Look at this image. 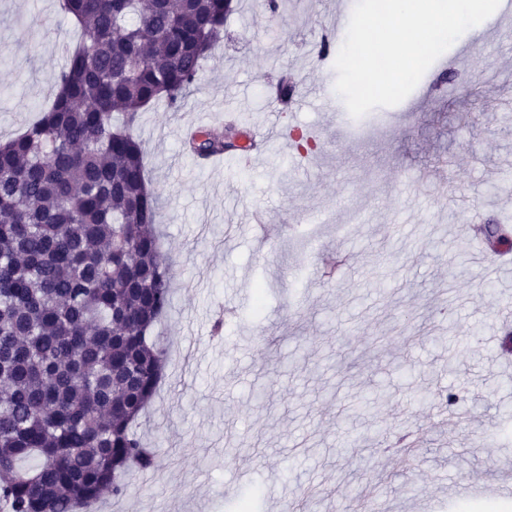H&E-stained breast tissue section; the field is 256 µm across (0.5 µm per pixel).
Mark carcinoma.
I'll return each mask as SVG.
<instances>
[{
  "instance_id": "1",
  "label": "carcinoma",
  "mask_w": 512,
  "mask_h": 512,
  "mask_svg": "<svg viewBox=\"0 0 512 512\" xmlns=\"http://www.w3.org/2000/svg\"><path fill=\"white\" fill-rule=\"evenodd\" d=\"M82 39L52 106L0 144V512H87L156 453L134 431L167 353L149 333L172 270L155 229L140 112L181 106L226 0H58ZM197 158L243 150L224 133Z\"/></svg>"
}]
</instances>
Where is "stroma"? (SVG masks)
I'll return each instance as SVG.
<instances>
[{
	"label": "stroma",
	"instance_id": "stroma-1",
	"mask_svg": "<svg viewBox=\"0 0 512 512\" xmlns=\"http://www.w3.org/2000/svg\"><path fill=\"white\" fill-rule=\"evenodd\" d=\"M336 2L288 0L273 18L234 0L181 107L140 115L174 278L151 339L169 363L137 427L156 465L96 512H230L246 497L255 512H512L494 492L512 479V324L496 317L512 272L477 265L464 211L512 225V180L489 173L512 163V38L476 42L450 85L432 64L415 106L355 118L322 106L337 73L314 54ZM78 38L56 0H0V140L51 106ZM285 72L308 96L296 111L271 97ZM229 109L274 126L279 151L245 166L186 155L183 128H223ZM298 131L311 153L288 146ZM255 213L274 239L252 237ZM403 433L414 455L385 453Z\"/></svg>",
	"mask_w": 512,
	"mask_h": 512
}]
</instances>
